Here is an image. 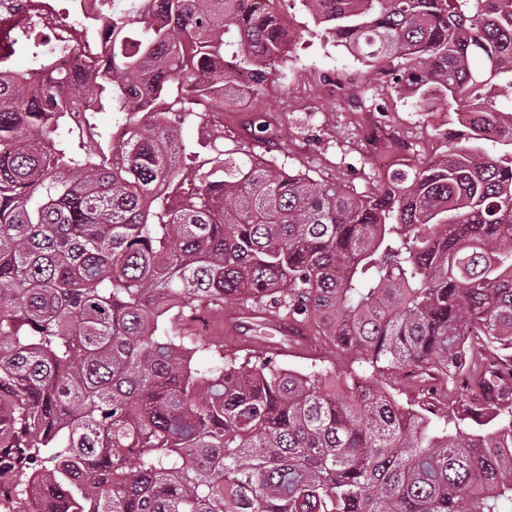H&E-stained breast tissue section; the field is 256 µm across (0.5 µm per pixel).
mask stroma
Wrapping results in <instances>:
<instances>
[{
    "label": "stroma",
    "instance_id": "35a3bbf8",
    "mask_svg": "<svg viewBox=\"0 0 512 512\" xmlns=\"http://www.w3.org/2000/svg\"><path fill=\"white\" fill-rule=\"evenodd\" d=\"M276 8L301 38L282 64L281 79L268 86L263 98L237 94L226 101L224 148L241 147L287 170L336 180L364 194L372 189L366 175L369 167L383 170L401 158L397 140L380 139L372 150L363 145L368 115L382 105L400 138L410 145L401 159L410 163L445 153L447 142L441 130L448 118L447 105L424 108L415 102L408 86L367 74L355 56L322 35L300 0H278ZM329 75L347 86L361 100V107L329 98L323 91ZM257 111L272 124L269 141L255 142L245 133L251 114Z\"/></svg>",
    "mask_w": 512,
    "mask_h": 512
}]
</instances>
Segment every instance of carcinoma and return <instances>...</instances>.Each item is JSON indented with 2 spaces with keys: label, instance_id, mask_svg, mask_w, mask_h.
<instances>
[{
  "label": "carcinoma",
  "instance_id": "obj_1",
  "mask_svg": "<svg viewBox=\"0 0 512 512\" xmlns=\"http://www.w3.org/2000/svg\"><path fill=\"white\" fill-rule=\"evenodd\" d=\"M111 2L78 18L112 38L82 74L0 30L30 61L0 72V484L31 512H512V0H301L448 104L447 153L363 195L182 137L239 82L265 93L292 42L270 0ZM75 88L123 145L59 134ZM228 297L360 369L224 357L205 316ZM401 368L406 399L376 384Z\"/></svg>",
  "mask_w": 512,
  "mask_h": 512
}]
</instances>
